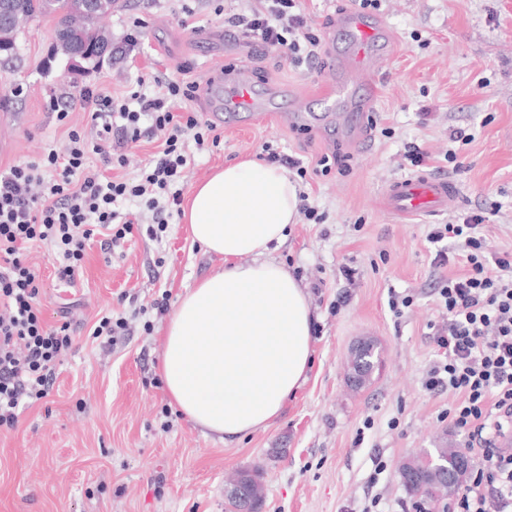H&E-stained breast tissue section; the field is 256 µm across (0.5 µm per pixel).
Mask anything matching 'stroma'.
<instances>
[{
  "mask_svg": "<svg viewBox=\"0 0 512 512\" xmlns=\"http://www.w3.org/2000/svg\"><path fill=\"white\" fill-rule=\"evenodd\" d=\"M255 3L125 0L102 21L112 55L97 66L56 54L54 18L30 22L13 60L0 63V175L65 153L70 128L90 129L86 112L57 121L60 96L94 85L122 98L142 79L196 81L195 109L220 142L196 154L182 193L224 163L263 161L271 151L307 171L288 176L317 217L291 225L273 252L302 283L313 313L307 381L271 425L233 441L170 405L159 374L162 330L178 295L223 267L192 244L181 215L155 239L153 214L142 212L109 252L91 237L69 286L56 280L52 248L32 245L25 259L41 281L44 317L69 323L71 345L48 396L0 430V512H225V481L240 470L259 473L264 512H416L401 463L444 438L465 447L464 433L442 417L447 394L423 386L436 359L433 329L444 319L435 289L464 271L453 254L435 264L428 233L479 213L488 252L512 254V0H380L374 15L390 54L363 144L347 140L353 112L329 127L287 119L299 107L324 112L322 88L336 77L344 40L334 17L357 0H299L321 40L316 58L301 63L238 40L225 25ZM229 70L247 71L274 94L277 111L243 116L237 127L218 120L211 82ZM453 128L471 137L458 169L444 159ZM413 144L429 154L423 173L453 180L460 201L438 215L399 219L387 212L385 191L409 176L404 153ZM395 294L413 299L398 316L389 308ZM105 316L125 318V331L95 335ZM367 338L379 347L378 365L354 390L347 360Z\"/></svg>",
  "mask_w": 512,
  "mask_h": 512,
  "instance_id": "1",
  "label": "stroma"
}]
</instances>
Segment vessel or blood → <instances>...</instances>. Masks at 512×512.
Segmentation results:
<instances>
[{
    "mask_svg": "<svg viewBox=\"0 0 512 512\" xmlns=\"http://www.w3.org/2000/svg\"><path fill=\"white\" fill-rule=\"evenodd\" d=\"M336 26L346 32L348 41L343 57L344 76L331 84L330 92L337 104L353 112H363L371 107L379 82L378 77L366 73L364 61L376 51L384 29L350 7L337 14ZM224 104L230 113L262 112L271 101L262 98L247 74L241 71L226 81ZM457 199L458 190L453 181L425 174L395 181L385 195L387 210L403 218L440 214Z\"/></svg>",
    "mask_w": 512,
    "mask_h": 512,
    "instance_id": "obj_1",
    "label": "vessel or blood"
}]
</instances>
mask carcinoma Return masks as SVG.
<instances>
[{
  "label": "carcinoma",
  "instance_id": "1",
  "mask_svg": "<svg viewBox=\"0 0 512 512\" xmlns=\"http://www.w3.org/2000/svg\"><path fill=\"white\" fill-rule=\"evenodd\" d=\"M6 3L18 5L21 16L15 18L14 25L0 27V54L12 55L23 23L52 16L56 19V49L68 57L78 53L94 65L103 61L99 53L102 33L98 21L120 7V0H95L92 8L87 7L88 0H0V8ZM406 491L417 502L430 504L444 501L449 494L447 490L435 488L430 481L415 482Z\"/></svg>",
  "mask_w": 512,
  "mask_h": 512
}]
</instances>
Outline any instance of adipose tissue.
I'll list each match as a JSON object with an SVG mask.
<instances>
[{"label": "adipose tissue", "mask_w": 512, "mask_h": 512, "mask_svg": "<svg viewBox=\"0 0 512 512\" xmlns=\"http://www.w3.org/2000/svg\"><path fill=\"white\" fill-rule=\"evenodd\" d=\"M185 218L224 267L179 296L160 375L190 423L240 439L280 416L312 366L306 292L272 256L297 222V189L284 169L243 159L193 186Z\"/></svg>", "instance_id": "1"}]
</instances>
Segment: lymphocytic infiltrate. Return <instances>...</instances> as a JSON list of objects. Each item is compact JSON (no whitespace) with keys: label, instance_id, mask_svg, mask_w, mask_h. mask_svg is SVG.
I'll use <instances>...</instances> for the list:
<instances>
[{"label":"lymphocytic infiltrate","instance_id":"1","mask_svg":"<svg viewBox=\"0 0 512 512\" xmlns=\"http://www.w3.org/2000/svg\"><path fill=\"white\" fill-rule=\"evenodd\" d=\"M296 6L297 0H259L258 8L229 23L264 51L299 62L315 57L319 41L305 32ZM198 97V84L182 80L121 100L84 87L74 101H55L54 108L61 122L70 112H90L91 130H70L65 155L51 152L0 176V427H16L23 401L47 396L58 357L70 344L67 326H49L42 317L38 276L24 250L50 244L61 259L57 280L70 283L92 234L112 250L137 223L141 206L166 225L169 214L158 195L178 205L171 188L194 159L189 146L201 149L219 139L192 109ZM144 138L160 140L157 158L136 180L114 175L115 165L125 162L122 147ZM91 153L102 169H88ZM484 221L473 214L459 224L434 225L428 234L430 242L449 241L467 266L439 282L447 320L434 334L438 358L424 381L427 391L447 393L450 423L479 451L448 512H512V449L497 445L512 431V259L488 256Z\"/></svg>","mask_w":512,"mask_h":512}]
</instances>
